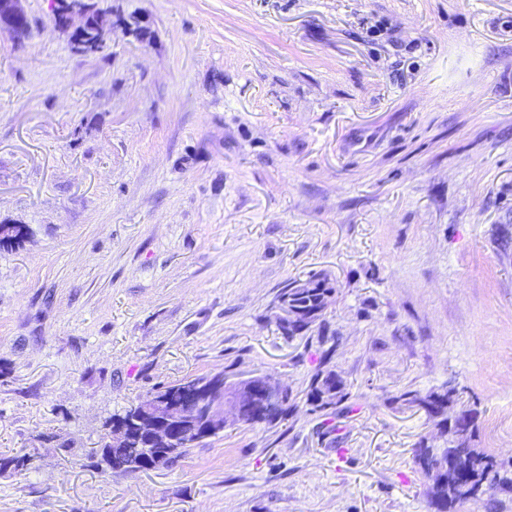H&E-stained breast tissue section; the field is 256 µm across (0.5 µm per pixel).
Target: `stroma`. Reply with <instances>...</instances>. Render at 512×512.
<instances>
[{"instance_id":"35a3bbf8","label":"stroma","mask_w":512,"mask_h":512,"mask_svg":"<svg viewBox=\"0 0 512 512\" xmlns=\"http://www.w3.org/2000/svg\"><path fill=\"white\" fill-rule=\"evenodd\" d=\"M52 0L0 34V512H429L402 392L453 384L512 470V0H102L104 56ZM137 14L147 35L123 21ZM323 273L347 406L311 411ZM267 373L298 406L166 468L89 467L158 382ZM307 281L313 284V288L305 289L304 293L300 292V288H294V284L298 281L290 282L281 289L278 299H283L277 301V309L279 311L278 317L282 321L288 324H301L309 318V316H304L301 311L297 310L288 299H292L306 312H314L315 320H319V323L323 321V312L326 309L324 300L327 295L331 299L335 294V283L322 273L310 275Z\"/></svg>"}]
</instances>
